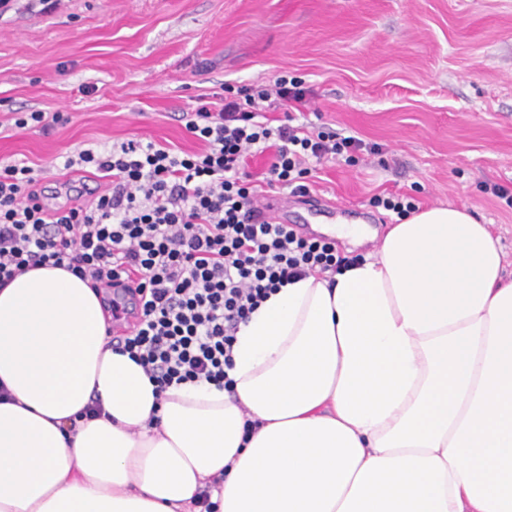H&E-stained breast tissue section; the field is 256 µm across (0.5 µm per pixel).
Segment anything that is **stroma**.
Instances as JSON below:
<instances>
[{
    "label": "stroma",
    "mask_w": 512,
    "mask_h": 512,
    "mask_svg": "<svg viewBox=\"0 0 512 512\" xmlns=\"http://www.w3.org/2000/svg\"><path fill=\"white\" fill-rule=\"evenodd\" d=\"M302 79L311 131L379 144L318 165L311 197L333 223L385 234L395 213L464 206L500 237L512 275V0H35L0 10V166L40 171L46 204L91 201L68 157L129 139L201 151L183 113L225 86ZM64 113L44 132L19 112Z\"/></svg>",
    "instance_id": "obj_1"
}]
</instances>
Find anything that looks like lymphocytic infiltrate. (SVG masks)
Wrapping results in <instances>:
<instances>
[{"instance_id":"1","label":"lymphocytic infiltrate","mask_w":512,"mask_h":512,"mask_svg":"<svg viewBox=\"0 0 512 512\" xmlns=\"http://www.w3.org/2000/svg\"><path fill=\"white\" fill-rule=\"evenodd\" d=\"M300 81L224 90L196 108L187 130L203 143L183 155L130 140L104 155L79 152L66 168L107 176L92 201L43 203L29 166L0 169V286L28 269L65 268L92 287L123 290L113 319L129 328L115 350L129 354L159 389L204 380L232 389L228 376L240 323L288 281L351 264L335 242L309 239L284 224L253 220L259 184L304 197L310 160L369 149L361 139L263 122L265 108L303 103ZM269 156L261 180L248 157ZM135 277L121 287V276Z\"/></svg>"}]
</instances>
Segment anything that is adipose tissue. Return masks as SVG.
Wrapping results in <instances>:
<instances>
[{
    "label": "adipose tissue",
    "instance_id": "1",
    "mask_svg": "<svg viewBox=\"0 0 512 512\" xmlns=\"http://www.w3.org/2000/svg\"><path fill=\"white\" fill-rule=\"evenodd\" d=\"M465 207L280 287L229 376L156 392L99 293L0 288V512H512V279Z\"/></svg>",
    "mask_w": 512,
    "mask_h": 512
}]
</instances>
